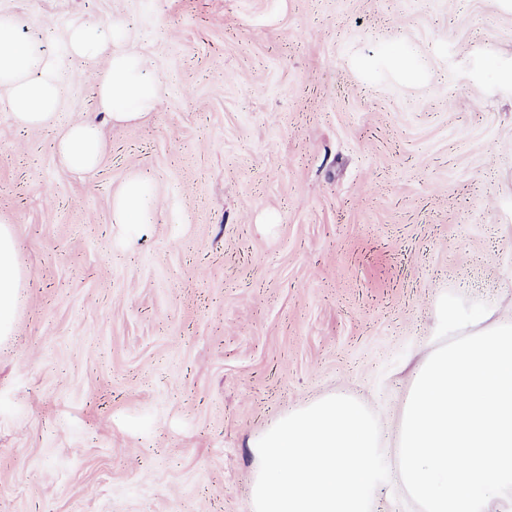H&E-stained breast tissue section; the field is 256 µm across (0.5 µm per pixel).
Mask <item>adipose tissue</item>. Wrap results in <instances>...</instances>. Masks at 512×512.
Returning a JSON list of instances; mask_svg holds the SVG:
<instances>
[{
  "mask_svg": "<svg viewBox=\"0 0 512 512\" xmlns=\"http://www.w3.org/2000/svg\"><path fill=\"white\" fill-rule=\"evenodd\" d=\"M123 39V30L116 26L104 31L79 26L70 31L67 48L83 58L105 56L97 84L99 106L112 120L133 121L156 109L160 85L149 76L141 57L122 50ZM0 87L6 89L8 108L22 126L48 123L61 102L54 59L41 54L34 42L19 38L16 19L6 14H0ZM58 151L69 170L93 171L102 156L99 128L86 121L72 124ZM150 191L146 181L130 179L112 201L114 223H143V202ZM19 282L13 231L4 221L0 223V333L11 328L8 314Z\"/></svg>",
  "mask_w": 512,
  "mask_h": 512,
  "instance_id": "1",
  "label": "adipose tissue"
}]
</instances>
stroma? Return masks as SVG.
<instances>
[{
	"label": "stroma",
	"mask_w": 512,
	"mask_h": 512,
	"mask_svg": "<svg viewBox=\"0 0 512 512\" xmlns=\"http://www.w3.org/2000/svg\"><path fill=\"white\" fill-rule=\"evenodd\" d=\"M58 57L46 125L0 89V512H252L248 446L342 392L394 446L441 295L512 309V0H0ZM125 30L159 108L115 124L77 25ZM99 123L71 172L68 126ZM135 175L148 220L112 221ZM65 166L76 173H89L99 164L102 140L99 128L89 122L72 124L58 145ZM0 333L11 329L7 319L16 299L20 274L15 257V244L10 223L0 219Z\"/></svg>",
	"instance_id": "35a3bbf8"
}]
</instances>
